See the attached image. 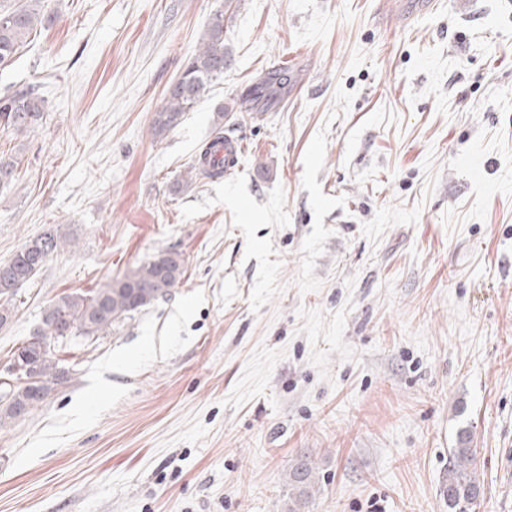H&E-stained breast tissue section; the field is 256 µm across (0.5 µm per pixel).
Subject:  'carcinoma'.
I'll list each match as a JSON object with an SVG mask.
<instances>
[{
    "mask_svg": "<svg viewBox=\"0 0 512 512\" xmlns=\"http://www.w3.org/2000/svg\"><path fill=\"white\" fill-rule=\"evenodd\" d=\"M42 22L41 0H24L18 7L0 10V63L8 62L37 30ZM229 51L224 44V14L214 16L197 52L188 59L178 87L166 92L154 112L151 131L161 137L176 127L209 91L211 84L224 76ZM282 90L277 80H263L240 100V111H257L261 98L272 99ZM47 112L38 86L25 87L0 95V126L17 134L35 129ZM53 228L22 245L11 261L0 264V298L14 295L12 288L26 284L53 254L70 246ZM164 259L169 275L165 286L158 287V260ZM184 259L173 249L158 251L151 259L120 277L85 293H70L44 312L41 339L25 342L18 353L26 356L33 373L19 371L21 382L0 400V427L41 407L65 381L59 360L51 350L50 340L63 336H101L112 326L130 318L169 294L184 275ZM472 433L459 431L455 447L449 450L448 474L444 477V501L448 512H475L482 495L478 477V454L472 446ZM291 495L287 512H305L318 492L316 471L308 459L299 460L288 473Z\"/></svg>",
    "mask_w": 512,
    "mask_h": 512,
    "instance_id": "1",
    "label": "carcinoma"
}]
</instances>
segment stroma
I'll use <instances>...</instances> for the list:
<instances>
[{
    "label": "stroma",
    "instance_id": "stroma-1",
    "mask_svg": "<svg viewBox=\"0 0 512 512\" xmlns=\"http://www.w3.org/2000/svg\"><path fill=\"white\" fill-rule=\"evenodd\" d=\"M0 66L48 111L0 187V263L74 241L9 302L13 354L60 297L171 248L185 274L0 427V512H448L468 428L476 512H512V0H43ZM231 62L181 123L150 124L216 13ZM287 70L254 116L244 92ZM239 167L180 190L217 134ZM472 433L461 429L455 448L448 454V474L444 477L443 499L448 512H475L482 495L478 475L477 448L472 446ZM304 458L291 467L288 473V484L292 492L288 498L287 512H305L318 492L315 467L311 460L306 456Z\"/></svg>",
    "mask_w": 512,
    "mask_h": 512
}]
</instances>
